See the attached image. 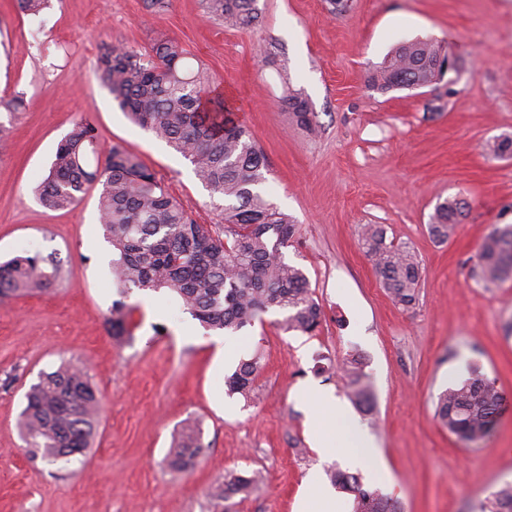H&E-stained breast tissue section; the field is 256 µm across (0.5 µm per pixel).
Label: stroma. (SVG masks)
<instances>
[{"instance_id": "obj_1", "label": "stroma", "mask_w": 512, "mask_h": 512, "mask_svg": "<svg viewBox=\"0 0 512 512\" xmlns=\"http://www.w3.org/2000/svg\"><path fill=\"white\" fill-rule=\"evenodd\" d=\"M260 22L232 29L205 17L201 0H52L37 16L0 0L14 40L0 41V262L53 253L63 275L48 291L0 302V512H211L207 490L225 471L262 470L264 485L233 512H299L311 473L342 464L339 434L311 425L299 391L339 400L377 454L358 467L366 485L402 512H476L512 482V406L490 438L464 447L434 417L437 394L480 364L512 399V279L484 286L475 254L512 224V155L485 146L512 139V0H259ZM178 42L218 85L262 149L266 197L298 232L285 251L307 274L324 313L316 335L285 332L278 313L221 337L165 293L132 291L137 326L113 339L118 294L98 189L73 207L46 209L34 190L76 122L102 147L121 145L151 168L197 223H223L191 163L133 125L102 85L104 45L144 50ZM447 42L459 66L446 82L380 93L368 76L400 43ZM302 92L316 133L281 105ZM468 206L446 243L429 233L436 205ZM382 224L419 257L414 308L397 306L358 242ZM366 358L375 411L362 414L338 378L317 374L351 350ZM260 353L255 397L228 395L225 375ZM86 365L102 397L97 434L82 460L31 457L18 429L24 394L61 361ZM206 446L192 474L163 459L185 419Z\"/></svg>"}]
</instances>
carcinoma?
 <instances>
[{
	"mask_svg": "<svg viewBox=\"0 0 512 512\" xmlns=\"http://www.w3.org/2000/svg\"><path fill=\"white\" fill-rule=\"evenodd\" d=\"M258 0H202L205 14L227 27L243 29L259 21ZM50 0H18L19 10L37 16ZM448 53L431 40L398 45L373 69L369 86L386 93L420 88L444 80ZM100 79L133 123L164 140L193 166L198 179L221 201L224 225L216 230L191 219L155 173L136 156L113 145L99 157L95 128L78 122L57 145L48 174L38 188L43 206L65 209L92 187L101 186L99 222L112 245V282L121 296L134 290L175 295L184 312L211 331L238 332L271 310L282 314L286 332L314 336L323 311L308 277L285 257L297 225L259 191L268 172L266 159L248 128L233 117L224 98L212 93L209 76L189 61L178 43L157 40L141 52L122 44L104 48ZM296 124L313 130L315 113L298 92L282 98ZM467 202L457 197L437 204L429 230L440 242L455 233ZM360 245L374 263L385 291L411 308L421 277L417 257L387 240L380 224L361 228ZM477 275L485 285L512 277V224H500L477 253ZM61 260L49 254L17 255L0 264V300L42 292L57 281ZM134 308L112 303V337L132 336ZM260 356L238 363L224 377L226 392L250 397ZM346 395L370 412L374 393L362 354L352 352L339 365ZM18 427L33 455L49 463L86 455L98 427L101 400L84 368L63 362L40 374L25 394ZM505 405L496 381L479 367L448 384L436 397L439 425L470 447L486 441ZM205 446L198 426L186 422L165 457L172 472L198 465ZM331 483L350 497L351 512H400L396 501L362 482L357 474L328 471ZM263 481L257 470H229L213 483V512H231L235 499L247 498ZM478 512H512V483L495 488Z\"/></svg>",
	"mask_w": 512,
	"mask_h": 512,
	"instance_id": "obj_1",
	"label": "carcinoma"
}]
</instances>
